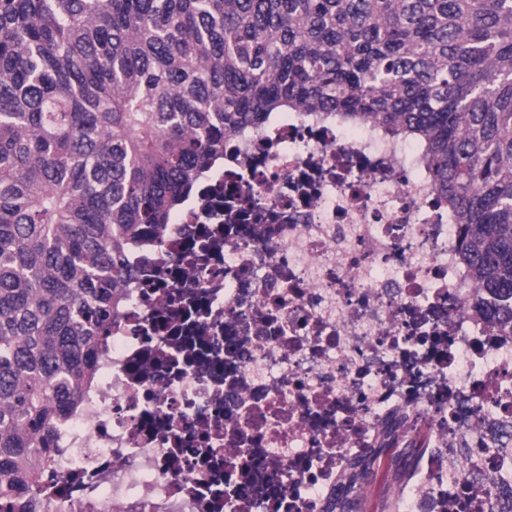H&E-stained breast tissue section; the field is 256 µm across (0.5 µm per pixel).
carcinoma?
<instances>
[{
  "label": "carcinoma",
  "instance_id": "cac0c4a2",
  "mask_svg": "<svg viewBox=\"0 0 512 512\" xmlns=\"http://www.w3.org/2000/svg\"><path fill=\"white\" fill-rule=\"evenodd\" d=\"M372 119L512 336V0H0V512L97 380L124 253L271 112Z\"/></svg>",
  "mask_w": 512,
  "mask_h": 512
}]
</instances>
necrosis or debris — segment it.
I'll return each mask as SVG.
<instances>
[{
  "label": "necrosis or debris",
  "mask_w": 512,
  "mask_h": 512,
  "mask_svg": "<svg viewBox=\"0 0 512 512\" xmlns=\"http://www.w3.org/2000/svg\"><path fill=\"white\" fill-rule=\"evenodd\" d=\"M454 210L379 123L277 112L131 242L96 387L32 512H356L387 433L403 512H512V337Z\"/></svg>",
  "instance_id": "1"
}]
</instances>
